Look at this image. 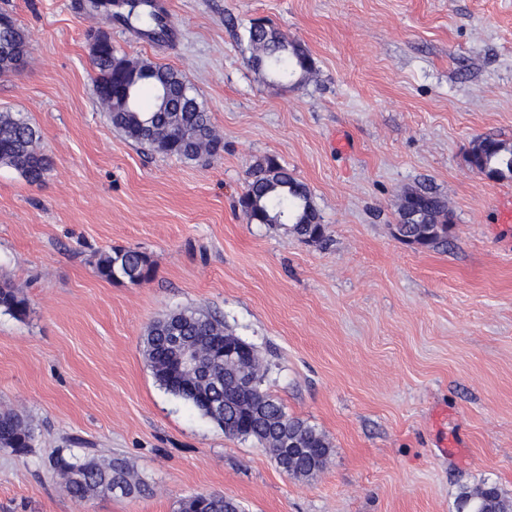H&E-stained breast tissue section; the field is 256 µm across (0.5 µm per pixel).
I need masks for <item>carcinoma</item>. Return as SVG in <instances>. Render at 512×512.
Returning a JSON list of instances; mask_svg holds the SVG:
<instances>
[{
  "label": "carcinoma",
  "instance_id": "1",
  "mask_svg": "<svg viewBox=\"0 0 512 512\" xmlns=\"http://www.w3.org/2000/svg\"><path fill=\"white\" fill-rule=\"evenodd\" d=\"M245 36L256 54L253 66L266 69L272 76L292 79L302 85L314 72V61L306 49L294 40L263 24H252ZM29 35L17 20L0 14V49H14L12 56L0 57V73L17 69L27 54ZM90 64L96 73L95 94L104 107L112 127L127 139L152 151L192 163L204 156H217L224 150L216 134L212 115L198 99L186 73L170 65L147 59L134 60L109 44ZM35 128L20 114L0 112V165L18 171L30 184L43 181L50 166L49 157L39 146ZM468 161L477 172L501 181L512 179V143L494 137L477 139ZM403 201L411 202L417 216L407 220L405 207H400L398 239L418 248H443L448 244V208L434 192L424 188L407 192ZM250 221L256 224H289L291 230L308 242L320 244L326 239V227L315 209L305 184L273 158L256 162L249 173L246 190L241 197ZM98 274L106 280L127 279L133 283L151 276L147 256L133 249L114 250L103 254L97 262ZM0 308L16 317L27 314V301L10 284L0 286ZM202 344L209 356L210 371L216 382L195 384L188 388L167 345L172 331ZM216 315L192 308L170 312L154 322L144 338L145 353L159 383L172 394L191 403L208 415L212 403L224 405V432L230 436L252 439L262 445L269 442V430L288 421V435L294 438L303 454L284 457V449L271 447L279 468L299 480L315 478L324 468L331 446L325 434L300 418L291 417L283 405L263 393L262 414L253 416L251 402L242 394L224 395V380L238 373L235 363L224 362V342L234 340ZM34 429L19 415L0 413V445L17 453L33 447ZM67 494L83 500L94 494L123 495L143 492L133 479L129 463L114 457L105 464L97 463L89 454L77 458L55 455L50 461ZM179 512H224V496L197 494L181 501ZM456 512H512V498L495 483H484L473 490H463Z\"/></svg>",
  "mask_w": 512,
  "mask_h": 512
}]
</instances>
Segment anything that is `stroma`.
<instances>
[{
  "instance_id": "obj_1",
  "label": "stroma",
  "mask_w": 512,
  "mask_h": 512,
  "mask_svg": "<svg viewBox=\"0 0 512 512\" xmlns=\"http://www.w3.org/2000/svg\"><path fill=\"white\" fill-rule=\"evenodd\" d=\"M160 48L88 20L95 0H0L29 34L0 75V112L40 132L41 184L0 166V412L31 452L0 448V512H177L219 494L241 512H455L462 488L512 495V180L473 170L474 141L512 142V0H170ZM300 42L299 88L249 63L250 22ZM186 72L223 139L202 165L113 130L94 93L91 36ZM311 192L326 244L250 223L238 200L262 158ZM429 187L452 215L446 249L400 241L401 199ZM147 255L150 280L108 281L112 249ZM219 315L256 346L264 391L321 429L325 469L301 482L156 381L149 325ZM119 455L149 490L71 499L55 452ZM153 4H154L156 11L159 14V17L161 20V25L164 29V35L161 37H157V36H145V37L152 41H156V42H160V43H167V42L171 41L172 39H175L179 35L180 31H179L178 27L176 26V24L174 23L172 16L169 14V12L167 10L166 1L154 0ZM0 286V308L16 317H24L27 314V301L10 284L4 282ZM34 441V429L19 415L0 413V445L17 453H26L33 447Z\"/></svg>"
}]
</instances>
